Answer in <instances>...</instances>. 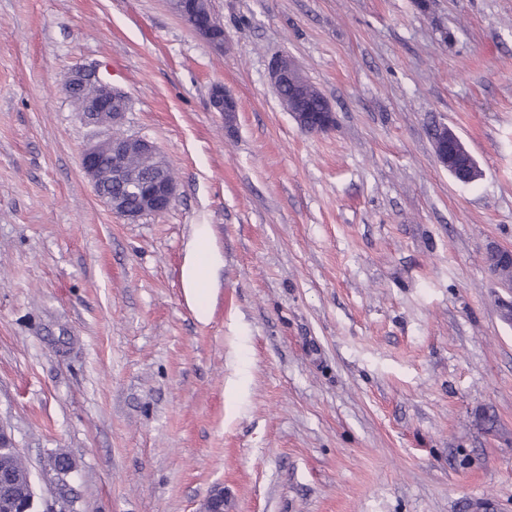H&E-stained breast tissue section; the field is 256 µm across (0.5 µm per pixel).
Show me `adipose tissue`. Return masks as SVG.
Returning a JSON list of instances; mask_svg holds the SVG:
<instances>
[{"mask_svg":"<svg viewBox=\"0 0 512 512\" xmlns=\"http://www.w3.org/2000/svg\"><path fill=\"white\" fill-rule=\"evenodd\" d=\"M221 262L222 257L215 248L208 225H197L187 247L182 284L194 302L197 318L203 322L209 318L212 279Z\"/></svg>","mask_w":512,"mask_h":512,"instance_id":"obj_1","label":"adipose tissue"}]
</instances>
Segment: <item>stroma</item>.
<instances>
[{
	"instance_id": "stroma-1",
	"label": "stroma",
	"mask_w": 512,
	"mask_h": 512,
	"mask_svg": "<svg viewBox=\"0 0 512 512\" xmlns=\"http://www.w3.org/2000/svg\"><path fill=\"white\" fill-rule=\"evenodd\" d=\"M208 3L220 52L167 0H0V423L38 512H197L217 485L228 512H512V292L485 261L512 249V0ZM278 54L333 129L284 110ZM76 67L125 93L111 133L157 146L167 212L96 196ZM438 123L481 180L437 163ZM269 77L283 108L289 112L301 131L322 133L334 127L336 117L331 106L325 112H309V99L315 102L319 111L323 109L327 100L316 89L312 91L310 98L307 97V87L310 83L290 56L276 57L270 64ZM285 86H288V89L280 93L288 94V97L279 94V90ZM210 107L213 112L224 114V129L227 132H232L236 125L238 103L235 97L224 89L223 85L212 87ZM434 155L439 165L448 170L451 177L461 184H471L483 177V172L478 163L466 148L460 137L448 125H441L433 132ZM460 156H466L472 167H468L466 175L457 171V160ZM221 263L222 257L215 248L209 226L197 225L187 247L181 277L183 288L193 300L200 321L209 319L212 279L215 269Z\"/></svg>"
}]
</instances>
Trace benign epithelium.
I'll return each mask as SVG.
<instances>
[{"label": "benign epithelium", "instance_id": "1", "mask_svg": "<svg viewBox=\"0 0 512 512\" xmlns=\"http://www.w3.org/2000/svg\"><path fill=\"white\" fill-rule=\"evenodd\" d=\"M171 9L217 52L224 51V26L210 11L208 0H169ZM269 77L275 90L288 87V96L279 97L283 108L289 112L297 127L307 133H322L335 124L332 108L311 112L307 108L309 81L295 61L288 55L276 57L269 67ZM68 93L79 90L85 93L81 109L84 119L91 125L110 129L125 112L126 97L111 83L101 80L96 73L72 69L65 76ZM210 107L224 114V129L234 130L238 103L222 85H215L210 92ZM434 155L439 165L461 184H471L483 177L478 163L460 137L443 124L433 132ZM112 157L110 171L102 170V154ZM136 157L155 162L157 171L144 178L128 173L126 163ZM81 167L92 181L103 203L118 217L135 222L148 214H163L176 198V182L171 173L164 171L165 163L158 148L150 141L132 136L107 135L86 147L81 156ZM490 251L500 259L493 276L499 283L512 288V251L492 247ZM18 457V448L0 424V458ZM0 512H36L35 494L30 478L21 481V493L16 498L0 500ZM199 512H224V488L216 486L201 504Z\"/></svg>", "mask_w": 512, "mask_h": 512}]
</instances>
